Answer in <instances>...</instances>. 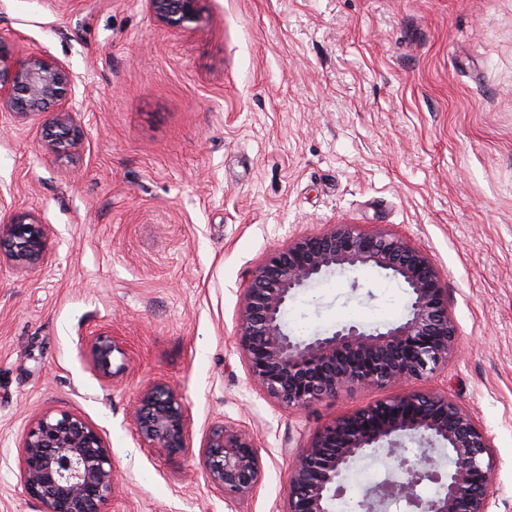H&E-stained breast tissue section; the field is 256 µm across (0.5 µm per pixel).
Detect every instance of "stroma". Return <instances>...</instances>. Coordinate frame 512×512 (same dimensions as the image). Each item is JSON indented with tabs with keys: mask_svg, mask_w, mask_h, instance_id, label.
<instances>
[{
	"mask_svg": "<svg viewBox=\"0 0 512 512\" xmlns=\"http://www.w3.org/2000/svg\"><path fill=\"white\" fill-rule=\"evenodd\" d=\"M159 22L147 0H0L18 58L75 76L81 144L45 148L48 117L0 116V203L53 228L46 258L0 263V512H41L17 446L47 410L82 416L112 450L107 512H285L288 471L358 387L300 410L263 395L239 347L249 273L271 249L349 223L403 236L448 290L457 347L411 385L447 393L491 440L492 512H512V0H204ZM403 284L328 275L287 305L288 328L400 319ZM109 335L123 373L87 364ZM171 384L192 454L139 438L141 392ZM226 422L262 478L228 501L198 449ZM345 495L403 477L387 447L355 460Z\"/></svg>",
	"mask_w": 512,
	"mask_h": 512,
	"instance_id": "35a3bbf8",
	"label": "stroma"
}]
</instances>
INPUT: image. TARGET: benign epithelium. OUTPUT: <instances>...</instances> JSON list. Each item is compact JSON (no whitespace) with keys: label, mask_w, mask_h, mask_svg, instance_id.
<instances>
[{"label":"benign epithelium","mask_w":512,"mask_h":512,"mask_svg":"<svg viewBox=\"0 0 512 512\" xmlns=\"http://www.w3.org/2000/svg\"><path fill=\"white\" fill-rule=\"evenodd\" d=\"M203 0H149L153 15L171 27L201 18ZM74 75L45 52L12 57L0 43V112L16 119L53 113L46 147L63 154L81 137L74 112ZM53 234L32 212L0 208V255L19 269L42 262ZM372 267L398 279L408 301L401 320L366 329L341 324L321 336L288 333L284 312L296 292L321 277ZM239 345L252 381L269 397L294 409L334 398L356 387L401 386L436 372L457 345L448 313V290L430 258L404 238L333 224L318 235L269 252L251 271L238 314ZM119 346L99 336L90 363L109 382ZM140 437L169 456L191 450L187 409L169 385L146 387L134 413ZM411 436L448 449V470L429 453L414 459L397 452L398 438ZM381 442L389 444L404 479L366 492L363 512H387L393 499L410 512H491L490 438L467 411L439 392L403 390L336 417L301 448L288 472L287 512H331L344 493L350 463ZM200 456L209 481L234 500L253 492L261 478L260 454L237 426L220 424ZM20 478L42 512H105L116 483L112 451L98 430L69 412H45L24 431L18 445ZM425 481L439 491L422 496Z\"/></svg>","instance_id":"7a95c632"}]
</instances>
